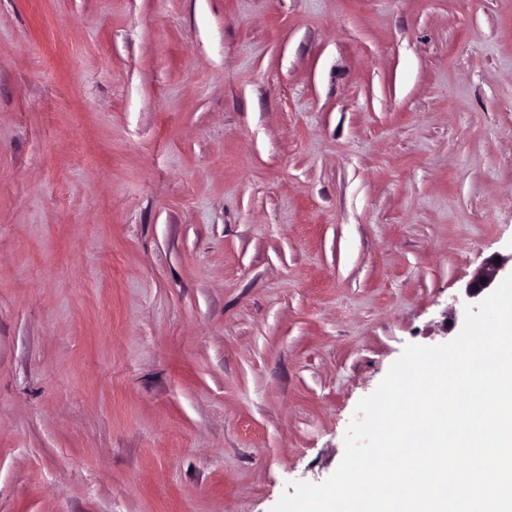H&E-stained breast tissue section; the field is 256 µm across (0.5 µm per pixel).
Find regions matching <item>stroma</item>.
<instances>
[{
  "label": "stroma",
  "instance_id": "obj_1",
  "mask_svg": "<svg viewBox=\"0 0 512 512\" xmlns=\"http://www.w3.org/2000/svg\"><path fill=\"white\" fill-rule=\"evenodd\" d=\"M512 257V0H0V512H271Z\"/></svg>",
  "mask_w": 512,
  "mask_h": 512
}]
</instances>
